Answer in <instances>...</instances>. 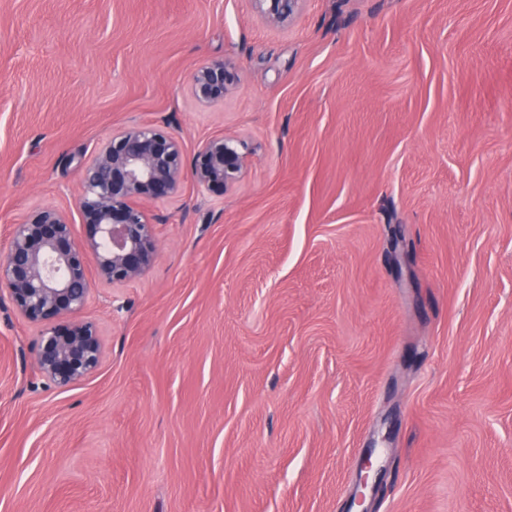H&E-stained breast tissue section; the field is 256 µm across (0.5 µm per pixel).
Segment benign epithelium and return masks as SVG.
Returning a JSON list of instances; mask_svg holds the SVG:
<instances>
[{
	"label": "benign epithelium",
	"instance_id": "1",
	"mask_svg": "<svg viewBox=\"0 0 512 512\" xmlns=\"http://www.w3.org/2000/svg\"><path fill=\"white\" fill-rule=\"evenodd\" d=\"M303 0H254L270 26L282 28ZM236 83L224 61L197 68L191 94L204 104L224 99ZM247 144L216 137L197 155L193 176L223 193L237 182ZM184 172L181 142L152 125L125 129L108 139L83 169L78 201L85 236L55 207H41L12 225L0 257V297L32 323L45 326L36 362L43 377L60 389L87 378L99 366L103 345L97 325L77 319L84 309L93 255L97 279L107 285L137 280L155 255L154 224L145 207L173 198Z\"/></svg>",
	"mask_w": 512,
	"mask_h": 512
}]
</instances>
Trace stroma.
I'll return each mask as SVG.
<instances>
[{
  "instance_id": "1",
  "label": "stroma",
  "mask_w": 512,
  "mask_h": 512,
  "mask_svg": "<svg viewBox=\"0 0 512 512\" xmlns=\"http://www.w3.org/2000/svg\"><path fill=\"white\" fill-rule=\"evenodd\" d=\"M141 124L241 177L150 206L80 383L0 302V512H348L368 455L370 512H512V0H0V247ZM261 18L270 26L282 28L295 17L303 0H252ZM236 83L235 75L224 61H213L197 68L191 76V94L204 104L223 100ZM247 149L242 140L224 136L211 139L196 157L195 180L209 190L224 193L239 179Z\"/></svg>"
}]
</instances>
